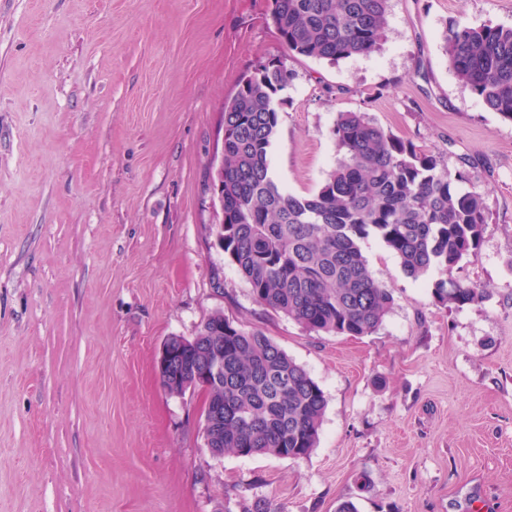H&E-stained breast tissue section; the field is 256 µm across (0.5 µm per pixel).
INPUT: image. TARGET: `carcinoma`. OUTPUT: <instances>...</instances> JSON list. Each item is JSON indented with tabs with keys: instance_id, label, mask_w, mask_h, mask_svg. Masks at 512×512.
<instances>
[{
	"instance_id": "cac0c4a2",
	"label": "carcinoma",
	"mask_w": 512,
	"mask_h": 512,
	"mask_svg": "<svg viewBox=\"0 0 512 512\" xmlns=\"http://www.w3.org/2000/svg\"><path fill=\"white\" fill-rule=\"evenodd\" d=\"M390 0H271L270 20L288 51L335 64L380 49ZM448 67L485 106L512 122V26L457 22L444 35ZM294 73L271 60L245 77L224 105V161L216 243L269 306L316 335L375 333L392 310V292L372 273L361 242L378 236L418 279L436 274L432 295L448 308L476 304L482 288L453 274L476 257L489 221L485 194L467 171L416 148L365 112L337 113L338 158L318 191L299 197L269 176V148L280 95ZM161 381L171 393L206 354L222 353L224 377L207 391L222 403L209 418L214 456L308 457L326 408L320 386L269 336L214 312Z\"/></svg>"
}]
</instances>
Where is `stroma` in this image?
I'll use <instances>...</instances> for the list:
<instances>
[{
  "label": "stroma",
  "mask_w": 512,
  "mask_h": 512,
  "mask_svg": "<svg viewBox=\"0 0 512 512\" xmlns=\"http://www.w3.org/2000/svg\"><path fill=\"white\" fill-rule=\"evenodd\" d=\"M270 0H0V512H512V122L448 68L456 22L512 25V0H392L371 55H290ZM295 78L269 149L281 189L335 165L341 111L449 168L490 221L448 309L376 237L394 305L358 338L257 303L215 243L224 103L269 59ZM223 312L324 390L309 458H212L201 398L157 370L171 336Z\"/></svg>",
  "instance_id": "35a3bbf8"
}]
</instances>
